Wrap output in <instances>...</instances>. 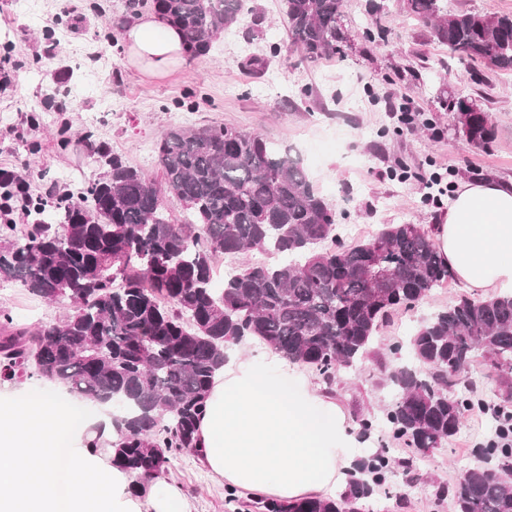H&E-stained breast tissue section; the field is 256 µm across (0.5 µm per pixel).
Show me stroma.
Masks as SVG:
<instances>
[{
  "instance_id": "stroma-1",
  "label": "stroma",
  "mask_w": 512,
  "mask_h": 512,
  "mask_svg": "<svg viewBox=\"0 0 512 512\" xmlns=\"http://www.w3.org/2000/svg\"><path fill=\"white\" fill-rule=\"evenodd\" d=\"M91 2L39 0L42 20L33 23L19 14L16 0H0V57L10 56L16 70L13 90L0 93V164L14 166L33 195L51 188L75 197L105 177L106 166L79 142L78 132H92L96 143L153 174L155 145L175 125H230L292 149L335 209L348 243L372 238L384 224L436 223L440 210L426 202L421 180L434 170L447 169L452 191L464 181L512 178V72L450 57L428 27L404 11L403 0H347L339 53L316 61L286 52L282 0H245L263 16L251 38L221 33L208 55L156 78L129 64L124 42L107 37L123 0H99L100 14ZM276 46L282 52L274 57ZM253 55L271 62L253 68L247 63ZM80 57L99 68L93 87L73 101L57 96L76 81ZM452 96L476 100L489 112V143L471 145L457 132L447 107ZM103 98L112 99V111H99ZM392 102L413 112V122L393 119ZM464 292L454 279L394 313L371 355L337 375L332 397L354 421L373 423L368 439L354 444L356 458L396 448L386 422L388 375L410 359L407 340L419 322ZM71 311L69 302L50 304L21 285L0 283V313L21 326L52 323ZM461 379L472 382L474 399L492 405L503 404L512 388V375L494 371L481 356ZM494 428L490 418L469 411L445 447L396 448L363 512H454L451 498L437 499L435 489L454 486L465 469L481 464L475 447L487 443ZM166 478L192 512H234L224 482L197 456L173 461Z\"/></svg>"
}]
</instances>
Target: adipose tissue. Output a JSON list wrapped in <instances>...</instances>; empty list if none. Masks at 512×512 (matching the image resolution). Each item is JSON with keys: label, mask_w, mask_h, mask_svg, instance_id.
<instances>
[{"label": "adipose tissue", "mask_w": 512, "mask_h": 512, "mask_svg": "<svg viewBox=\"0 0 512 512\" xmlns=\"http://www.w3.org/2000/svg\"><path fill=\"white\" fill-rule=\"evenodd\" d=\"M124 39L132 64L151 76L186 58L179 30L155 13L133 22ZM434 240L466 287L512 292V179L461 183ZM68 428L58 400L0 401V512H191L162 479L146 500L132 497L128 476L88 450L95 429L116 431L105 413L71 433L77 478L62 485L57 438ZM354 430L335 400L265 350L229 357L215 372L197 424V453L228 487L283 501L333 499L353 468Z\"/></svg>", "instance_id": "obj_1"}]
</instances>
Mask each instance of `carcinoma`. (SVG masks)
Returning a JSON list of instances; mask_svg holds the SVG:
<instances>
[{
    "label": "carcinoma",
    "instance_id": "obj_1",
    "mask_svg": "<svg viewBox=\"0 0 512 512\" xmlns=\"http://www.w3.org/2000/svg\"><path fill=\"white\" fill-rule=\"evenodd\" d=\"M406 11L461 61L512 71V17L450 12L446 0H405ZM168 18L191 55L206 56L219 34L252 15L244 0H125L111 21L119 32L144 8ZM288 40L303 57L339 52L344 0H283ZM475 145L492 137L488 112L458 113ZM105 178L57 207L42 203L39 221L15 240L0 224V282H15L72 313L35 330L0 314V378L56 382L77 398L116 403L117 438L92 441L110 466L144 496L171 461L196 452L197 422L213 374L227 351L255 339L312 369L331 389L336 374L370 353L390 312L424 301L452 278L433 227L385 224L369 241L346 244L336 210L318 193L299 157L258 133L216 125L173 128L155 147L161 180L132 167L92 134L83 136ZM175 192L189 220L175 224L162 204ZM256 249L278 258L244 266L213 287L221 256ZM414 361L388 381L386 421L409 448L444 446L462 426L470 400L451 395L458 372L476 354L512 373V295L461 296L422 321L409 340ZM494 471L467 470L452 490L455 512H512V447L482 449ZM371 493L356 487L339 500L311 496L280 504L262 498L257 512H359Z\"/></svg>",
    "mask_w": 512,
    "mask_h": 512
}]
</instances>
